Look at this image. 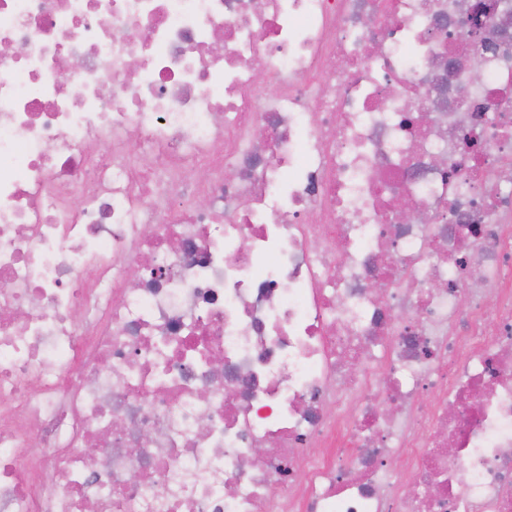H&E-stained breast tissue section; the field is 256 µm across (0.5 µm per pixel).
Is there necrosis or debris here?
I'll use <instances>...</instances> for the list:
<instances>
[{
	"instance_id": "necrosis-or-debris-1",
	"label": "necrosis or debris",
	"mask_w": 512,
	"mask_h": 512,
	"mask_svg": "<svg viewBox=\"0 0 512 512\" xmlns=\"http://www.w3.org/2000/svg\"><path fill=\"white\" fill-rule=\"evenodd\" d=\"M0 512H512V0H0Z\"/></svg>"
}]
</instances>
